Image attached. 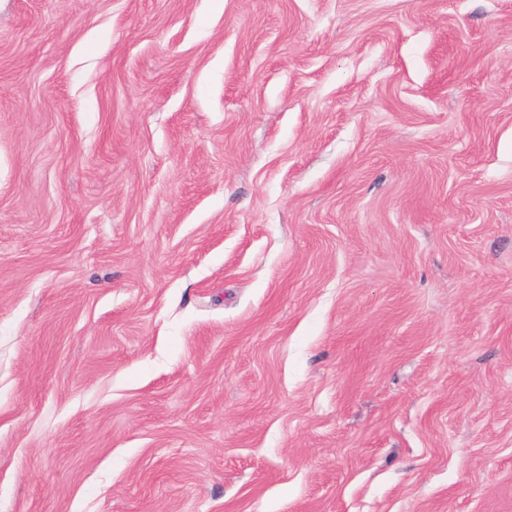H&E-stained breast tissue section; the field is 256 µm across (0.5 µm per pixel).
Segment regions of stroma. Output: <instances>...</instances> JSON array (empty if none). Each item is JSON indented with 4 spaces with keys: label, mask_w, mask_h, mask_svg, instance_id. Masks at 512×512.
<instances>
[{
    "label": "stroma",
    "mask_w": 512,
    "mask_h": 512,
    "mask_svg": "<svg viewBox=\"0 0 512 512\" xmlns=\"http://www.w3.org/2000/svg\"><path fill=\"white\" fill-rule=\"evenodd\" d=\"M0 512H512V0H0Z\"/></svg>",
    "instance_id": "obj_1"
}]
</instances>
